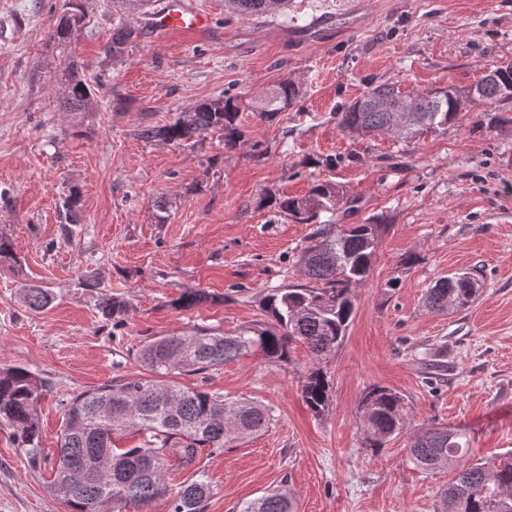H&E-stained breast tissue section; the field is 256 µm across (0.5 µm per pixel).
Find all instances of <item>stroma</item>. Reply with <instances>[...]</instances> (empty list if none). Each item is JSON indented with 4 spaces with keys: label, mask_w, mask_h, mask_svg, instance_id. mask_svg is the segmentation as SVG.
<instances>
[{
    "label": "stroma",
    "mask_w": 512,
    "mask_h": 512,
    "mask_svg": "<svg viewBox=\"0 0 512 512\" xmlns=\"http://www.w3.org/2000/svg\"><path fill=\"white\" fill-rule=\"evenodd\" d=\"M193 3L212 29L159 33L137 16L138 38L112 62L102 54L112 0H0V240L16 257L0 266V364L50 383L39 465L0 424V512H71L47 484L74 395L148 378L137 355L149 338L238 331L261 321L271 289L301 283L318 225L279 204L316 183L338 186L336 223L386 227L346 339L324 366L327 408L313 413L302 397L311 355L300 342L284 362L250 355L203 377L171 374L259 401L272 421L237 446L202 449L193 469L170 458L168 494L148 512H168L195 469L210 487L205 512H239L282 486L297 512H435L454 472L407 462V436L445 426L466 433L468 462L512 456V104L502 124L468 115L412 140L343 131L338 114L372 82L411 94L476 83L485 63L512 59V0H289L286 13L253 16L224 0ZM72 11L83 16L72 44L80 72L104 77L80 112L56 102L62 63L48 37ZM288 80L299 101L266 121L242 112L236 145L217 133L179 145L136 135L224 93ZM74 190L79 222L67 241L60 211ZM475 266L471 306L425 309L436 279ZM33 284L56 296L40 312L22 299ZM187 291L208 299L175 308ZM110 297L128 304L118 328L96 306ZM373 385L410 406L405 435L376 452L358 414Z\"/></svg>",
    "instance_id": "35a3bbf8"
}]
</instances>
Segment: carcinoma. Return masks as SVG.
Wrapping results in <instances>:
<instances>
[{"instance_id":"1","label":"carcinoma","mask_w":512,"mask_h":512,"mask_svg":"<svg viewBox=\"0 0 512 512\" xmlns=\"http://www.w3.org/2000/svg\"><path fill=\"white\" fill-rule=\"evenodd\" d=\"M119 16L112 18V34L103 48L105 58L124 57L127 46L137 36L128 17L147 14L149 0H117ZM228 9L241 15L275 14L286 0H225ZM77 15L64 14L51 28L50 42L69 59L64 73L67 93L65 109L75 112L88 106L92 89L75 61L70 59ZM482 85L483 112H494L512 103V60L487 66ZM299 88L283 82L269 93L249 102L239 94L199 103L178 113L169 124L144 127L136 136L180 143L194 135L219 132L224 145H234L244 132L239 113L248 107L259 119L270 118L292 106ZM471 111L466 88L448 85L414 95L403 94L397 85L372 84L354 102L338 113L344 131L364 133L394 132L400 139H413L435 131ZM340 190L330 183L315 184L301 199H286L279 208L289 216L309 223L325 207L336 208ZM77 195L63 204L61 231L73 236L70 225L78 223ZM383 224H326L314 236L302 258L306 283L277 288L262 299L266 319L234 334L195 327L187 335L152 338L139 351L138 360L154 379H114L75 395L67 402L57 452L48 484L52 495L66 502L73 512H146L157 498L167 494L165 481L168 458L179 456L182 464L195 463L199 449H222L252 437L271 421L270 410L258 401L229 400L224 394L183 388L162 380L173 371L204 375L208 371L249 353H259L273 363L288 360L290 344L303 342L312 357V368L302 382V396L308 408L319 414L327 406L330 384L322 367L342 346L355 311L354 288L369 276ZM479 270L452 273L438 278L427 289L426 306L442 311L452 305L465 307L479 292ZM29 309L47 308L55 295L45 288L23 291ZM105 319L119 326L128 312L125 301L106 298L98 303ZM46 391L44 380L29 370L0 365V423L14 430L13 436L29 461L43 456L38 405ZM366 447L377 452L403 433L408 416V400L399 391L373 385L359 400ZM143 435L131 448L114 447V436ZM408 461L424 471L459 462L468 452L462 432L433 427L408 438ZM209 487L196 473L171 499L170 512H204ZM240 512H296L287 491L270 490L243 505ZM437 512H512V457L487 467L480 462L457 468L452 482L439 496Z\"/></svg>"}]
</instances>
